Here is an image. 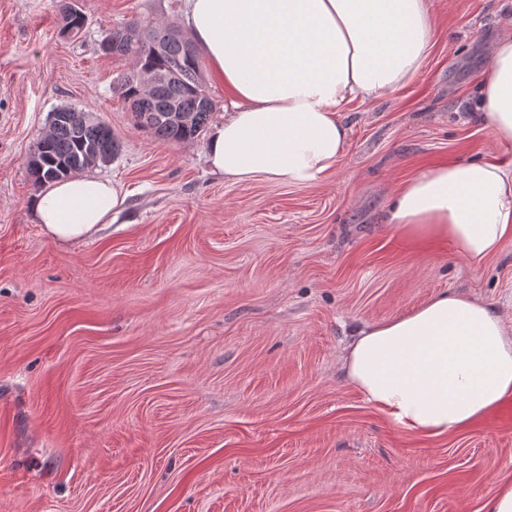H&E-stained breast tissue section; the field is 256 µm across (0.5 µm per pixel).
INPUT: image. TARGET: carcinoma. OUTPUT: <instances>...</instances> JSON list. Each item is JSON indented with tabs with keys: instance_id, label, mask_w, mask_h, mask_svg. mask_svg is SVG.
I'll list each match as a JSON object with an SVG mask.
<instances>
[{
	"instance_id": "cac0c4a2",
	"label": "carcinoma",
	"mask_w": 512,
	"mask_h": 512,
	"mask_svg": "<svg viewBox=\"0 0 512 512\" xmlns=\"http://www.w3.org/2000/svg\"><path fill=\"white\" fill-rule=\"evenodd\" d=\"M61 30L79 35L86 18L75 0L59 5ZM112 42L110 54L131 57L134 66L123 74L117 89L130 106L137 127L164 141H189L201 135L208 124L213 103L201 75L200 50L177 29L147 18L134 19L105 35ZM188 114L184 124L167 118L172 106ZM98 147L101 163L112 161L117 142L112 129L97 118L75 123L66 115L53 118L37 143L28 163L33 185L43 187L94 165L90 155Z\"/></svg>"
}]
</instances>
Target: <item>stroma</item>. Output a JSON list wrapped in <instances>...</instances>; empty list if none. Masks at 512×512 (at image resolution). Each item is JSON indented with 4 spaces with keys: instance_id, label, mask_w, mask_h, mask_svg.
<instances>
[{
    "instance_id": "1",
    "label": "stroma",
    "mask_w": 512,
    "mask_h": 512,
    "mask_svg": "<svg viewBox=\"0 0 512 512\" xmlns=\"http://www.w3.org/2000/svg\"><path fill=\"white\" fill-rule=\"evenodd\" d=\"M0 0V512H483L512 481V401L441 439L405 432L339 373L357 328L462 293L512 314V242L479 270L382 214L430 165L498 154L477 108L512 0H429L423 72L356 97L311 185L211 174L205 137L138 128L105 54L185 0ZM108 124L93 174L128 198L91 240L37 224L27 163L61 107ZM61 2L62 3L59 5V11L62 23V34H64V31L68 28H71V30L75 32L74 37L78 36L79 34H82L86 24V18L83 12L75 4V2L77 1L72 0Z\"/></svg>"
}]
</instances>
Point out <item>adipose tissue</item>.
<instances>
[{"label": "adipose tissue", "mask_w": 512, "mask_h": 512, "mask_svg": "<svg viewBox=\"0 0 512 512\" xmlns=\"http://www.w3.org/2000/svg\"><path fill=\"white\" fill-rule=\"evenodd\" d=\"M185 26L232 107L209 133L212 173L288 186L335 167L349 139L345 105L412 82L435 29L428 0H187ZM489 57L480 105L506 160L430 166L384 214L401 238L442 244L475 270L512 241V37ZM125 199L117 182L77 173L32 207L47 237L71 245L91 239ZM340 369L398 429L444 437L512 400V318L476 297L438 294L359 329Z\"/></svg>", "instance_id": "obj_1"}]
</instances>
